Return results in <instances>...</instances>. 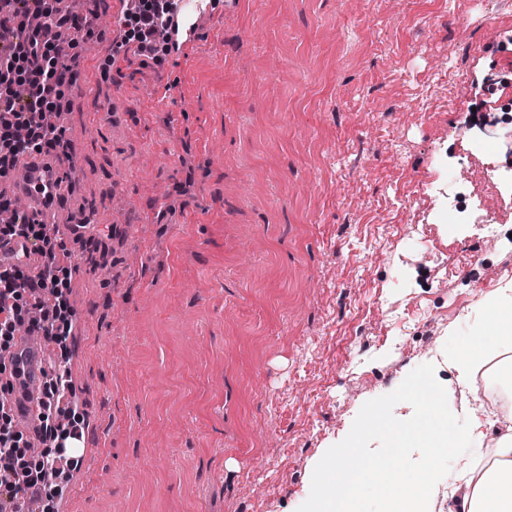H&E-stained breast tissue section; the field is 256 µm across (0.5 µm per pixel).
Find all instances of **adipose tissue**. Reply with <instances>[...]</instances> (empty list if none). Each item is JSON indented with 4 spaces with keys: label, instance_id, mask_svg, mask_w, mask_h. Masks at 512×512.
<instances>
[{
    "label": "adipose tissue",
    "instance_id": "ef3b65f1",
    "mask_svg": "<svg viewBox=\"0 0 512 512\" xmlns=\"http://www.w3.org/2000/svg\"><path fill=\"white\" fill-rule=\"evenodd\" d=\"M481 321L475 336L454 340L448 366L456 373L455 385L440 378L425 381L414 374L406 382L411 391L408 425L383 431L377 410L367 413L368 428L386 433L397 454L410 457L418 478L402 488L395 472L367 470L355 478L356 484H371L384 503L383 512H432L437 498L451 502L456 512H512V407L504 413L508 426L485 448L482 423L469 401L460 411L471 425L457 429L448 412V397L454 388H467L477 375L491 377L512 394V287L494 288L478 303ZM430 385L435 396L421 399L418 388ZM458 452L457 470L448 475L438 460ZM303 512H365L357 494L337 493L333 480L320 482L316 494L305 503Z\"/></svg>",
    "mask_w": 512,
    "mask_h": 512
}]
</instances>
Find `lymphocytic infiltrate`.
Wrapping results in <instances>:
<instances>
[{
	"label": "lymphocytic infiltrate",
	"mask_w": 512,
	"mask_h": 512,
	"mask_svg": "<svg viewBox=\"0 0 512 512\" xmlns=\"http://www.w3.org/2000/svg\"><path fill=\"white\" fill-rule=\"evenodd\" d=\"M33 17L39 21L35 32L0 55V85L8 87L7 94H0V143L6 148L0 156L1 179L11 178L18 157L25 153L65 156V135L46 124L45 116L58 110L64 89L77 81L69 60L78 37L90 38L96 33L94 18L71 13L65 0H0L1 31L26 28ZM169 22L164 0H134L122 17L123 42L156 58L167 45L163 33ZM64 28L74 30L75 38L60 39ZM3 237L29 240L43 261L36 268L0 266V353L9 351L22 326L28 333L64 345L73 328L67 298L72 270L60 265L56 239L47 234L45 220L36 216L0 224ZM83 433L77 416L65 427L46 424L52 450L38 456L41 480L58 477L59 454L81 441ZM23 441L20 430L0 433V512H16L19 498L31 487L16 468V450Z\"/></svg>",
	"instance_id": "1"
}]
</instances>
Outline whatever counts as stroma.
Masks as SVG:
<instances>
[{"mask_svg": "<svg viewBox=\"0 0 512 512\" xmlns=\"http://www.w3.org/2000/svg\"><path fill=\"white\" fill-rule=\"evenodd\" d=\"M63 125L92 227L69 301V405L85 456L64 512H301L376 407L475 333L449 307L402 362L426 303L393 283L461 80L512 65L502 0H214L184 63L108 66L113 0H81ZM432 227L439 293L460 237Z\"/></svg>", "mask_w": 512, "mask_h": 512, "instance_id": "obj_1", "label": "stroma"}]
</instances>
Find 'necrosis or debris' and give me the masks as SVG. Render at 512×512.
<instances>
[{
  "mask_svg": "<svg viewBox=\"0 0 512 512\" xmlns=\"http://www.w3.org/2000/svg\"><path fill=\"white\" fill-rule=\"evenodd\" d=\"M483 83L486 100L481 112H473L461 97L448 102L457 120L448 132V143L439 144L433 156L438 168L448 172V193L443 203L452 224L481 226V235L460 250L449 267L452 279L466 278L476 286L495 288L498 272L489 259L503 239L512 235L499 217L504 193L512 189V69L487 74ZM468 145L471 152L485 156L482 170L466 169L458 173L447 163L450 146Z\"/></svg>",
  "mask_w": 512,
  "mask_h": 512,
  "instance_id": "1",
  "label": "necrosis or debris"
}]
</instances>
